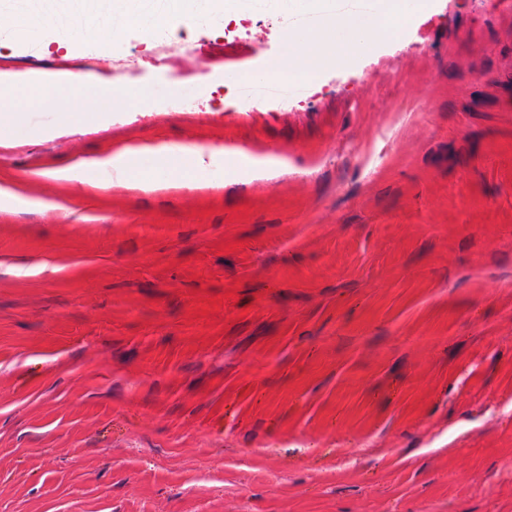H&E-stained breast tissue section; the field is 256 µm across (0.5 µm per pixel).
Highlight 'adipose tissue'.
Returning <instances> with one entry per match:
<instances>
[{
	"label": "adipose tissue",
	"instance_id": "adipose-tissue-1",
	"mask_svg": "<svg viewBox=\"0 0 512 512\" xmlns=\"http://www.w3.org/2000/svg\"><path fill=\"white\" fill-rule=\"evenodd\" d=\"M267 2L270 11L281 14L286 25H293L297 17L308 14L322 17L324 24L319 30L285 41L280 55L254 74L255 79L266 81H305L327 68H346L357 57L373 50L377 38L397 29L413 14L425 11L429 4V0H383L375 12H340L335 0ZM242 12L241 0H112V14L102 23L92 27L58 26L51 28L49 34L40 35L35 31V20L24 13L19 0H0V13L10 18L9 25L0 27V36L28 33L35 51L52 43L61 47L101 46L121 41L132 28L153 33L174 18L197 23L217 18L230 20ZM151 96L152 91L146 86L93 87L66 72H0V138L29 136L25 112L29 103L55 111L59 125L75 128L115 112L138 109ZM206 168V153L200 148H128L53 169L48 176L58 183L101 189L119 185L147 192L157 187L155 175H167L176 183Z\"/></svg>",
	"mask_w": 512,
	"mask_h": 512
}]
</instances>
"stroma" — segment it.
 I'll return each mask as SVG.
<instances>
[{"mask_svg": "<svg viewBox=\"0 0 512 512\" xmlns=\"http://www.w3.org/2000/svg\"><path fill=\"white\" fill-rule=\"evenodd\" d=\"M282 25L0 42V71L124 62L154 89L80 130L30 108L35 136L0 143V186L50 203L0 212V512H512V0H431L303 97L244 100L225 73ZM179 39L201 64L156 62ZM160 144L283 164L42 176Z\"/></svg>", "mask_w": 512, "mask_h": 512, "instance_id": "obj_1", "label": "stroma"}]
</instances>
